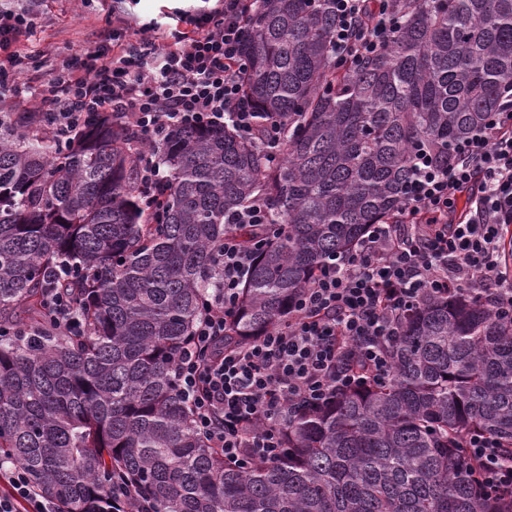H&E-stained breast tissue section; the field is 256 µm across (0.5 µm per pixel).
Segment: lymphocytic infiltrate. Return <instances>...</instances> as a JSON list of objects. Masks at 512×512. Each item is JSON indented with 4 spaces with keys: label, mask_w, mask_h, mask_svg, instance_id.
Segmentation results:
<instances>
[{
    "label": "lymphocytic infiltrate",
    "mask_w": 512,
    "mask_h": 512,
    "mask_svg": "<svg viewBox=\"0 0 512 512\" xmlns=\"http://www.w3.org/2000/svg\"><path fill=\"white\" fill-rule=\"evenodd\" d=\"M260 3L220 0L152 21L155 40L139 36L129 18H117L93 51L67 57L37 85L21 82L25 58L16 49L33 14L0 8V103H47L50 132L60 141L97 112L111 113L153 148L177 127L228 121L252 136L257 114L242 91V44ZM400 3L334 0L337 66L383 53L402 23ZM511 223L512 116L493 112L456 144L447 165L420 150L396 221L369 225L346 256L323 266L298 293L274 330L234 345L224 342L226 324L255 254L225 237L217 250L223 286L197 320L175 374L198 433L232 464L276 461L287 405L325 403L359 380H385L387 349L421 299L471 290L512 317V263L502 250L503 228ZM463 445L480 485L512 494V460L502 444L474 433ZM0 512L59 508L39 498L28 474L12 466L0 467Z\"/></svg>",
    "instance_id": "1"
}]
</instances>
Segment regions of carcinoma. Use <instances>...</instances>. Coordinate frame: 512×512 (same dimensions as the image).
<instances>
[{"label":"carcinoma","mask_w":512,"mask_h":512,"mask_svg":"<svg viewBox=\"0 0 512 512\" xmlns=\"http://www.w3.org/2000/svg\"><path fill=\"white\" fill-rule=\"evenodd\" d=\"M333 0H263L242 83L256 133L288 115L280 155L230 124L179 128L156 151L161 220L135 194L139 151L104 113L65 147L45 121L0 123V462L62 512H113L112 476L159 512H512L477 486L463 438L512 459V325L470 293L429 298L389 347L391 372L285 412L274 462L241 469L195 431L175 370L215 253L265 240L224 343L271 331L320 267L399 212L418 148L446 162L512 89V0H405L382 54L336 69ZM263 195L280 234L229 220ZM84 330L58 336L47 271Z\"/></svg>","instance_id":"cac0c4a2"}]
</instances>
